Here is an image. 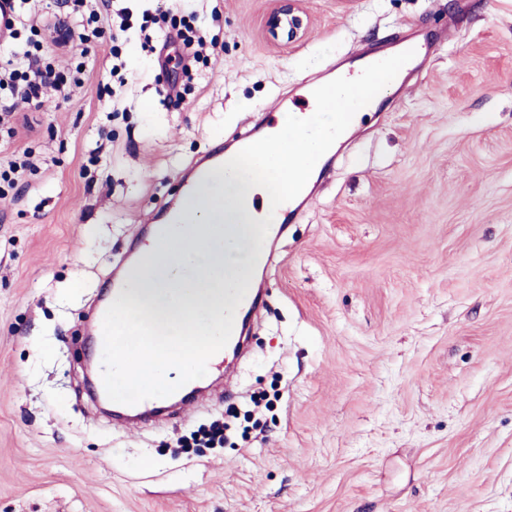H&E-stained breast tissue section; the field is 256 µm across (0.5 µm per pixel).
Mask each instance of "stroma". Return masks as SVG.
I'll return each instance as SVG.
<instances>
[{"label":"stroma","mask_w":512,"mask_h":512,"mask_svg":"<svg viewBox=\"0 0 512 512\" xmlns=\"http://www.w3.org/2000/svg\"><path fill=\"white\" fill-rule=\"evenodd\" d=\"M54 56L83 88L19 102L0 128V512H512V0H220L208 64L165 100L182 44ZM429 43L336 151L299 219L271 237L266 308L236 376L169 423L125 424L83 374L84 314L198 154L246 136L293 89L365 50ZM261 389L270 407H254ZM234 406L247 432L181 448ZM298 0H275L265 25L269 40L277 44H290L306 32L307 20L298 7Z\"/></svg>","instance_id":"stroma-1"}]
</instances>
